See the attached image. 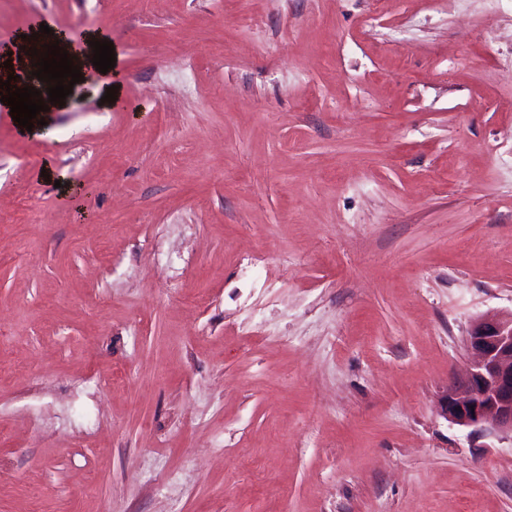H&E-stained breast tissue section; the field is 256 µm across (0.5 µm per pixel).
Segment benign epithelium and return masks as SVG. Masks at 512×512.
Instances as JSON below:
<instances>
[{
    "mask_svg": "<svg viewBox=\"0 0 512 512\" xmlns=\"http://www.w3.org/2000/svg\"><path fill=\"white\" fill-rule=\"evenodd\" d=\"M472 356L464 378L448 384L439 412L477 438L512 434V313L477 318L468 333Z\"/></svg>",
    "mask_w": 512,
    "mask_h": 512,
    "instance_id": "7a95c632",
    "label": "benign epithelium"
}]
</instances>
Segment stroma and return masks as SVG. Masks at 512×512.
<instances>
[{
    "label": "stroma",
    "mask_w": 512,
    "mask_h": 512,
    "mask_svg": "<svg viewBox=\"0 0 512 512\" xmlns=\"http://www.w3.org/2000/svg\"><path fill=\"white\" fill-rule=\"evenodd\" d=\"M46 20L120 96L0 109V512H512V438L437 409L512 312V0H0V41Z\"/></svg>",
    "instance_id": "stroma-1"
}]
</instances>
